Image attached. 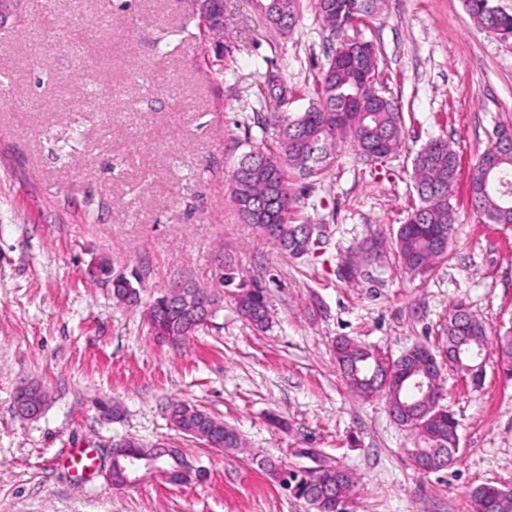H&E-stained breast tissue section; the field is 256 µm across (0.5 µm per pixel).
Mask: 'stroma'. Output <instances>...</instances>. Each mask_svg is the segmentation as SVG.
Instances as JSON below:
<instances>
[{
    "label": "stroma",
    "instance_id": "1",
    "mask_svg": "<svg viewBox=\"0 0 512 512\" xmlns=\"http://www.w3.org/2000/svg\"><path fill=\"white\" fill-rule=\"evenodd\" d=\"M350 35L375 44L404 139L378 162L344 144L320 176L289 172L296 222L322 227L295 258L242 223L229 194L242 154L276 138L259 120L275 103L259 104L258 85L275 78L290 115L317 100L333 37L316 0H300L284 35L257 0H224L220 35L181 0H43L0 23V512H311L259 467L264 457L347 469V512H469L471 488L512 484V377L496 355L478 388L443 368L459 451L423 474L384 398L353 395L332 347L345 336L388 359L441 346L460 299L491 336L512 329V227L469 201L479 157L512 126V44L475 25L463 0H385ZM437 137L459 158L447 258L414 275L389 252L342 280L345 257L371 236L391 240L417 203L412 162ZM227 254L266 283L269 330L227 297L192 336L157 339L149 304L180 283L213 287ZM103 261L132 280L136 304L113 298ZM31 382L46 405L24 420L13 400ZM174 401L235 427L244 451L181 433ZM123 439L181 449L208 475L114 486ZM76 446L91 449V470L63 465Z\"/></svg>",
    "mask_w": 512,
    "mask_h": 512
}]
</instances>
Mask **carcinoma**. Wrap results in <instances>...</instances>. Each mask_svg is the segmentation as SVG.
Listing matches in <instances>:
<instances>
[{
	"instance_id": "carcinoma-1",
	"label": "carcinoma",
	"mask_w": 512,
	"mask_h": 512,
	"mask_svg": "<svg viewBox=\"0 0 512 512\" xmlns=\"http://www.w3.org/2000/svg\"><path fill=\"white\" fill-rule=\"evenodd\" d=\"M466 12L479 27L494 31L512 28V14L494 12L486 0H464ZM381 0H317V9L326 24H340L344 19L361 22L375 16ZM266 20L277 29L289 30L295 23L298 0H265L262 6ZM353 38L337 37L327 63L317 78L318 102L304 112L291 116L280 111L285 97H276V108L264 120L278 130L280 142L273 148L252 149L240 159L232 174L231 201L239 215L251 212L257 236L277 244L291 256L309 250L301 235L303 225L293 223L298 198L290 188L288 171L294 169L308 176L320 175L332 151L340 142L351 144L360 156H368L380 145L386 158L401 147L404 117L398 104L385 96L379 77L378 52L366 53L351 48ZM458 156L448 141L435 139L425 145L413 159L412 179L419 204L412 207L404 224L391 241L402 264L410 272L426 274L435 263L447 256L452 230L449 197L457 180ZM512 177V151L483 153L471 174V198L478 210L493 224L512 225V187L505 188ZM378 236L365 240L354 255L346 258L342 276L352 280L360 275L359 257L375 259ZM224 265L220 287L214 290L195 288L216 310L220 300L233 297L238 314L256 330H264L271 321L266 287H255L254 279L231 259ZM155 306L148 307L146 321L151 331L162 338H182L198 327L185 324L180 312L172 310L164 320L154 318ZM453 306L443 327L446 347L461 348V361L454 368L468 373L486 355L489 347L486 326L473 318L465 323L457 318ZM501 365L512 373V331L497 338ZM336 363L355 395L366 400L377 394L386 397L392 418L408 431L413 447L408 455L427 456L432 470L448 465L454 455L446 454L459 439L458 424L453 413L440 404V387L427 389L408 383L411 374L421 376L424 368L419 359L433 354L431 347L416 344L394 360H385L358 342L340 337L335 346ZM171 422L184 434L216 448L236 451L243 441L235 428L207 412L185 403L174 402L169 412ZM277 460L267 459L265 472L281 487L291 491L310 505L313 512H342V506L353 491L351 478L339 480L336 469L322 466L313 470L276 471ZM472 512H512V492L494 484L478 485L470 494Z\"/></svg>"
}]
</instances>
